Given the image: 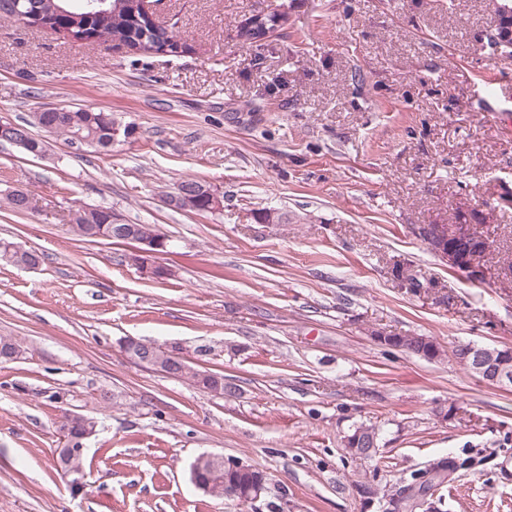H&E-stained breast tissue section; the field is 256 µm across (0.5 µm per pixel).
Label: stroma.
Listing matches in <instances>:
<instances>
[{
  "label": "stroma",
  "mask_w": 512,
  "mask_h": 512,
  "mask_svg": "<svg viewBox=\"0 0 512 512\" xmlns=\"http://www.w3.org/2000/svg\"><path fill=\"white\" fill-rule=\"evenodd\" d=\"M151 6L187 53L0 21V117L90 105L133 130L106 151L0 144V238L44 255L35 271L0 260V336L21 346L0 361V512H378L399 477L477 452L445 512H512V388L453 356L512 347V56L487 55L490 0ZM276 9L287 25L241 47L246 20ZM187 179L222 210L174 208ZM17 189L32 210H9ZM97 206L157 225L172 276L131 266L130 245L78 240L69 213ZM462 218L494 241L479 280L425 238ZM123 336L178 349L226 393L130 361ZM67 411L98 422L78 493L56 463ZM359 424L379 434L369 460L344 451ZM204 453L263 470L266 493H203L190 465ZM386 338L387 341L395 343L398 346L402 347L404 352L421 358H427L429 360L434 358L436 355H439L438 358H440L444 352L437 343H435L432 339H430L427 336L390 335L386 336ZM432 349L434 350V353L431 355L430 351ZM420 353H423L424 356H422Z\"/></svg>",
  "instance_id": "obj_1"
}]
</instances>
